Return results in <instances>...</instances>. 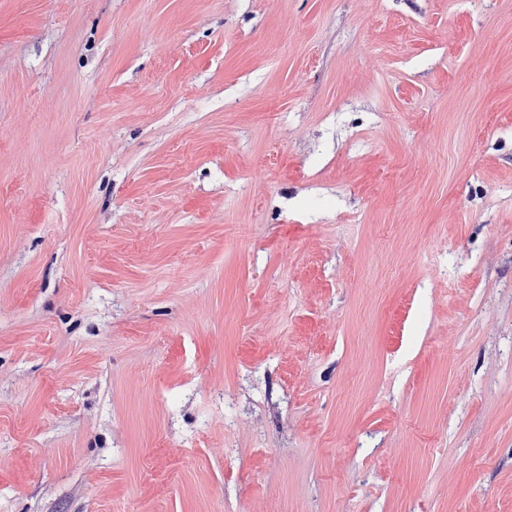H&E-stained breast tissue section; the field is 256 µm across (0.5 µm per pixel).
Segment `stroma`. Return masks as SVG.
I'll use <instances>...</instances> for the list:
<instances>
[{
  "label": "stroma",
  "instance_id": "obj_1",
  "mask_svg": "<svg viewBox=\"0 0 512 512\" xmlns=\"http://www.w3.org/2000/svg\"><path fill=\"white\" fill-rule=\"evenodd\" d=\"M0 512H512V0H0Z\"/></svg>",
  "mask_w": 512,
  "mask_h": 512
}]
</instances>
